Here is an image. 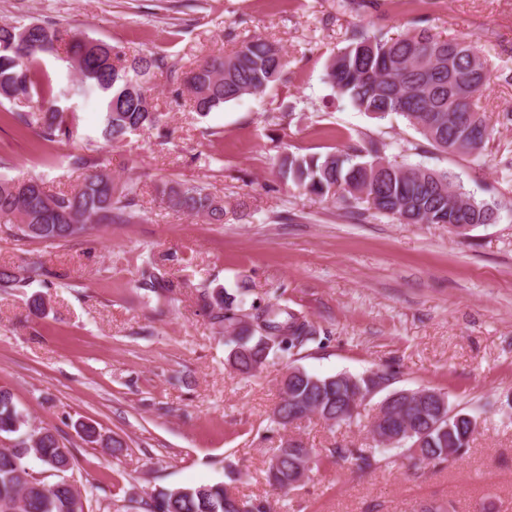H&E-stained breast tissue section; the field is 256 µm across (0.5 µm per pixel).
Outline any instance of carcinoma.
Listing matches in <instances>:
<instances>
[{
  "mask_svg": "<svg viewBox=\"0 0 512 512\" xmlns=\"http://www.w3.org/2000/svg\"><path fill=\"white\" fill-rule=\"evenodd\" d=\"M378 6L377 0H341L340 4L356 14ZM348 41L330 59L327 78L355 109L377 120L399 114L433 147L446 153L473 156L485 147L493 128L479 110V102L499 75L477 47L465 40L443 39L418 23L395 38L380 30L356 27ZM62 46L76 79L47 91L37 78L36 65ZM284 65L282 49L257 37L228 55L199 63L186 73L184 84L195 110L207 114L224 103L264 92L280 78ZM163 66L161 57L142 52L130 55L104 40L54 23L17 26L0 22V100L26 104L27 111L16 113V119L47 142L76 136L68 120L69 108L61 101L91 94L104 101L99 138L106 144L120 143L136 131L156 126L160 114L153 111L144 84ZM72 165L85 170V175L70 192L50 193L36 176L0 177V225L20 239L66 244L85 237L95 226L131 224L139 218L138 184L114 183L106 172V159L97 150L88 147L72 156ZM280 173L307 194L324 201L365 202L376 213L402 224H446L449 231L462 234L468 224H490L497 218L498 204L463 191L454 173L391 160L385 155V145L375 141L364 149L324 155L290 153L283 158ZM161 201L171 210L201 216L211 224L224 223V204L201 185H167ZM51 276L40 261L0 268V283L11 288L46 285ZM139 287L165 293L173 284L151 265L141 271ZM200 297L212 324L224 329L228 364L241 374L258 372L275 350L286 352L315 338L316 330L304 316L278 303L246 310L243 298L222 288H205ZM290 370L293 402L274 408V423L285 427L303 417L308 406L337 425L358 420L346 406L356 391L368 389L364 376L338 373L320 378L296 366ZM395 415L419 425L436 424L427 434L422 461L445 462L451 448L462 453L478 427V422L448 409L439 417L428 404L414 399L402 402ZM78 430L88 443L123 447L121 441L103 437L92 423L80 422ZM3 434L11 437V445L0 449V512H85L80 491L66 485V480L47 485L29 471L25 459L31 456L58 473L73 469L74 459L70 451H61L64 444L50 429L32 443L28 415L17 408L13 394L0 387ZM303 451L298 441L281 442L268 461L267 483H272L274 473L277 479L288 480ZM336 453L352 459L361 471L377 464L374 455L362 450L338 449ZM148 509L267 512L263 501L246 503L222 483L160 491Z\"/></svg>",
  "mask_w": 512,
  "mask_h": 512,
  "instance_id": "carcinoma-1",
  "label": "carcinoma"
}]
</instances>
